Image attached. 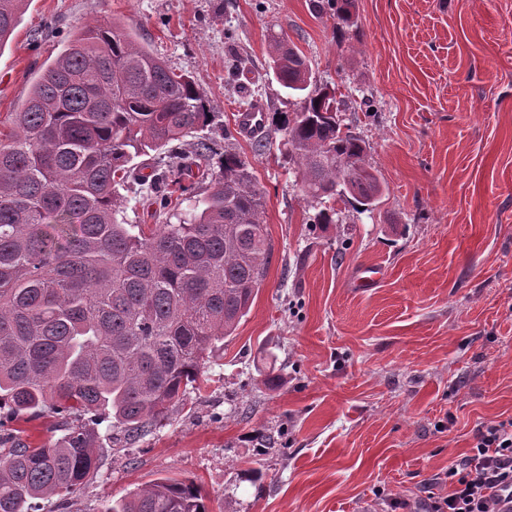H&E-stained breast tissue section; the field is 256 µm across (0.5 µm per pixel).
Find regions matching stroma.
Returning <instances> with one entry per match:
<instances>
[{
    "instance_id": "35a3bbf8",
    "label": "stroma",
    "mask_w": 512,
    "mask_h": 512,
    "mask_svg": "<svg viewBox=\"0 0 512 512\" xmlns=\"http://www.w3.org/2000/svg\"><path fill=\"white\" fill-rule=\"evenodd\" d=\"M317 2L29 0L0 49L4 119L74 32L135 30L194 76L211 165L228 145L246 159L273 243L248 314L169 422L132 445L101 422L97 477L35 512H103L161 477L194 481L210 512H422L477 427L512 419V0H355L340 32ZM273 30L348 102L387 186L373 211L339 200V223H309L282 133L261 151L225 143L252 101L300 108L270 66Z\"/></svg>"
}]
</instances>
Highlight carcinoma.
Segmentation results:
<instances>
[{
	"mask_svg": "<svg viewBox=\"0 0 512 512\" xmlns=\"http://www.w3.org/2000/svg\"><path fill=\"white\" fill-rule=\"evenodd\" d=\"M353 2L318 8L350 28ZM26 4L0 0V47ZM269 55L282 87L304 96L281 131L321 206L309 222L336 223L332 202L349 195L375 205L387 186L336 119V94L313 85L284 35ZM210 116L190 76L114 24L77 32L22 111L0 119V512H33L95 479L97 422L112 416L129 445L151 433L249 312L272 255L264 194L236 152L208 167L213 143L197 132ZM192 176L207 186L183 211ZM130 180L163 223L129 222L119 189ZM44 411L60 437L32 446L3 429L6 415ZM105 512L209 510L194 482L159 478Z\"/></svg>",
	"mask_w": 512,
	"mask_h": 512,
	"instance_id": "cac0c4a2",
	"label": "carcinoma"
}]
</instances>
